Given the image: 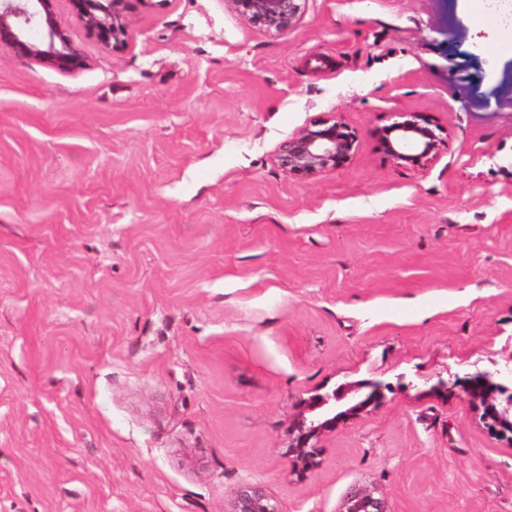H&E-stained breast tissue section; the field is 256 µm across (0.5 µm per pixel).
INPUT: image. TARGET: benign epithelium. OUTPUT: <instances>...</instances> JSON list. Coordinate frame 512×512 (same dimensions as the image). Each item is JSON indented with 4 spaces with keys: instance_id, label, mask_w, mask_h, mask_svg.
Wrapping results in <instances>:
<instances>
[{
    "instance_id": "1",
    "label": "benign epithelium",
    "mask_w": 512,
    "mask_h": 512,
    "mask_svg": "<svg viewBox=\"0 0 512 512\" xmlns=\"http://www.w3.org/2000/svg\"><path fill=\"white\" fill-rule=\"evenodd\" d=\"M135 0H73L87 31L107 47L124 42L126 21ZM228 8L247 23L270 36L288 33L300 20L305 0H225ZM54 0H0V49L13 55L47 62L61 70L83 66L81 49L70 40L55 20ZM43 33V42L29 38L33 30ZM379 139L384 152L394 161L420 166L435 155L442 144L420 115L382 128ZM355 136L336 117L316 121L284 142L275 158L285 173L313 177L334 170L347 162L355 150ZM461 386L468 400L481 411L480 418L493 432L512 434V355L491 370L479 372L463 381L438 379L432 389ZM364 399L333 416L314 410L341 399L336 390L299 403V411L288 424L285 455L291 471L303 474L319 464L320 443L336 428L343 416H354L377 407L387 385L365 383ZM224 512H282L277 501L261 482L246 481L233 491ZM336 512H393L386 496L370 484L352 486L340 500Z\"/></svg>"
}]
</instances>
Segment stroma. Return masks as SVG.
Returning a JSON list of instances; mask_svg holds the SVG:
<instances>
[{"label":"stroma","instance_id":"stroma-1","mask_svg":"<svg viewBox=\"0 0 512 512\" xmlns=\"http://www.w3.org/2000/svg\"><path fill=\"white\" fill-rule=\"evenodd\" d=\"M86 64L0 50V512H282L375 483L394 512H512V440L460 389L512 354V56L465 0H306L287 34L225 0L135 5ZM443 143L397 164L378 128ZM337 115L352 157L274 158ZM386 383L297 475L298 400ZM382 128L379 139L384 152L397 163L421 166L439 150V137L420 115ZM224 512H282L277 501L261 482H242L233 491Z\"/></svg>","mask_w":512,"mask_h":512}]
</instances>
